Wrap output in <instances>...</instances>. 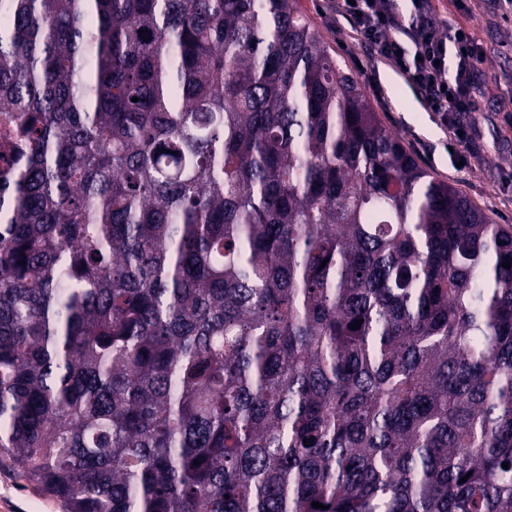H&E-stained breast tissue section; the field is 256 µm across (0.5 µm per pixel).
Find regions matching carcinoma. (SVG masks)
Returning <instances> with one entry per match:
<instances>
[{
	"instance_id": "cac0c4a2",
	"label": "carcinoma",
	"mask_w": 512,
	"mask_h": 512,
	"mask_svg": "<svg viewBox=\"0 0 512 512\" xmlns=\"http://www.w3.org/2000/svg\"><path fill=\"white\" fill-rule=\"evenodd\" d=\"M0 125V454L65 512H512V225L295 0H0Z\"/></svg>"
}]
</instances>
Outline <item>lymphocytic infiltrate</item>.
<instances>
[{"mask_svg": "<svg viewBox=\"0 0 512 512\" xmlns=\"http://www.w3.org/2000/svg\"><path fill=\"white\" fill-rule=\"evenodd\" d=\"M355 48L385 60L437 114L450 141L471 139L460 117L474 111V71L481 52L470 33L429 18L430 0H332Z\"/></svg>", "mask_w": 512, "mask_h": 512, "instance_id": "lymphocytic-infiltrate-1", "label": "lymphocytic infiltrate"}]
</instances>
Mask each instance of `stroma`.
Returning a JSON list of instances; mask_svg holds the SVG:
<instances>
[{
	"instance_id": "35a3bbf8",
	"label": "stroma",
	"mask_w": 512,
	"mask_h": 512,
	"mask_svg": "<svg viewBox=\"0 0 512 512\" xmlns=\"http://www.w3.org/2000/svg\"><path fill=\"white\" fill-rule=\"evenodd\" d=\"M331 51L343 58L364 86L376 111L398 132L419 163L461 190L495 223L512 224V11L502 0H433L432 18L466 28L483 51L476 73L479 107L467 113L472 141L466 166H457L448 132L425 111L412 88L381 62L351 53L348 25L323 15V0H297ZM0 512H63L60 503L0 462Z\"/></svg>"
}]
</instances>
